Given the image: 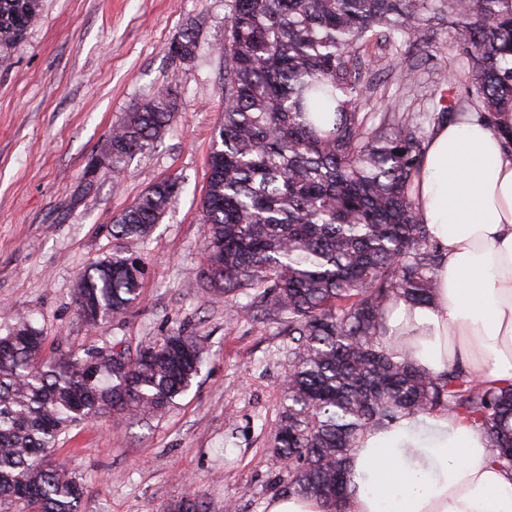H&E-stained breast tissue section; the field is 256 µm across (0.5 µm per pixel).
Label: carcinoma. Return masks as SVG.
I'll return each instance as SVG.
<instances>
[{
	"instance_id": "obj_1",
	"label": "carcinoma",
	"mask_w": 512,
	"mask_h": 512,
	"mask_svg": "<svg viewBox=\"0 0 512 512\" xmlns=\"http://www.w3.org/2000/svg\"><path fill=\"white\" fill-rule=\"evenodd\" d=\"M450 20L469 57L448 89L464 95L432 115L364 111L361 59L380 41L427 42L434 15ZM41 15V0H0V54ZM179 61L195 58L198 33L180 36ZM224 119L201 201L210 289L276 321L292 355L288 408L274 431L291 462L288 493L351 512L348 463L361 435L406 415L444 411L484 430L493 462L512 472V383L488 387L452 365L435 374L385 345L389 305L432 301L441 254L419 222L414 183L424 124L474 106L512 112V0H231L224 47ZM179 110L171 88L135 104L112 126L119 173L148 151ZM161 180L113 220L112 236L144 242L175 200ZM145 263L135 250L86 268L79 316L97 326L141 300ZM43 338L20 319L0 334V501L29 512H77L83 486L46 460L72 426L112 412L162 416L205 363L183 329L132 356L116 344L40 361ZM168 512H207L194 492Z\"/></svg>"
}]
</instances>
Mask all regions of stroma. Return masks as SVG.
Listing matches in <instances>:
<instances>
[{"instance_id": "35a3bbf8", "label": "stroma", "mask_w": 512, "mask_h": 512, "mask_svg": "<svg viewBox=\"0 0 512 512\" xmlns=\"http://www.w3.org/2000/svg\"><path fill=\"white\" fill-rule=\"evenodd\" d=\"M230 0H43L39 22L0 57V334L16 316L44 336V357L122 341L138 353L184 327L207 362L191 389L161 418L114 413L71 427L53 451L85 488L79 512H166L197 490L207 512H266L288 466L273 448L286 404L288 339L272 321L245 316L247 296L213 294L203 273L201 200L208 158L224 113ZM199 32L195 60L167 46ZM415 66L419 83L399 86L392 59ZM467 60L447 21H434L423 47L382 46L368 78L385 98L373 112H427L442 71ZM181 104L146 154L120 175L97 162L113 124L158 89ZM181 180L171 210L137 251L147 273L140 303L101 327L77 314L83 269L124 249L112 219L156 182Z\"/></svg>"}]
</instances>
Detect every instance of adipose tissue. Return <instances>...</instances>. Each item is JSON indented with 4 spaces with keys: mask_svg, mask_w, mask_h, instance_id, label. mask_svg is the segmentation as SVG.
Returning <instances> with one entry per match:
<instances>
[{
    "mask_svg": "<svg viewBox=\"0 0 512 512\" xmlns=\"http://www.w3.org/2000/svg\"><path fill=\"white\" fill-rule=\"evenodd\" d=\"M468 112L435 127L416 178L419 220L442 253L430 304L393 306L387 341L440 373L463 365L512 383V147ZM353 512H512V473L484 432L447 413L406 416L363 434L350 459Z\"/></svg>",
    "mask_w": 512,
    "mask_h": 512,
    "instance_id": "obj_1",
    "label": "adipose tissue"
}]
</instances>
